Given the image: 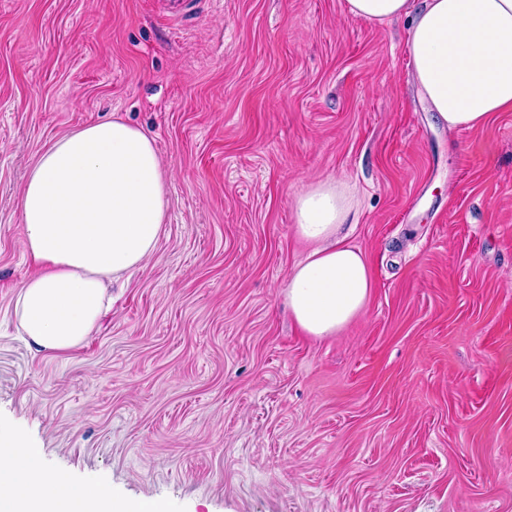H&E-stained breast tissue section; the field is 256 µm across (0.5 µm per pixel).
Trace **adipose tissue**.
<instances>
[{"label":"adipose tissue","mask_w":512,"mask_h":512,"mask_svg":"<svg viewBox=\"0 0 512 512\" xmlns=\"http://www.w3.org/2000/svg\"><path fill=\"white\" fill-rule=\"evenodd\" d=\"M352 16L407 18L415 81L449 129H472L512 110V0H347ZM167 179L153 138L121 119L83 126L39 156L20 197L21 247L37 271L20 287L19 327L37 349L81 346L111 300L110 288L157 249L167 218ZM345 187L321 181L294 204L310 246L288 279V310L306 335L333 336L366 305L373 279L343 232ZM20 431L0 430V512H140L104 487L45 466Z\"/></svg>","instance_id":"obj_1"}]
</instances>
